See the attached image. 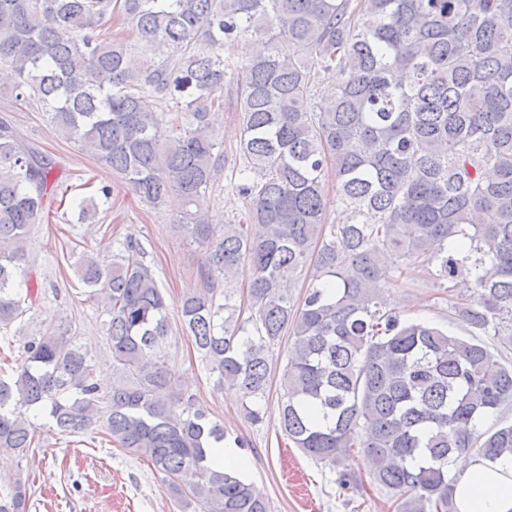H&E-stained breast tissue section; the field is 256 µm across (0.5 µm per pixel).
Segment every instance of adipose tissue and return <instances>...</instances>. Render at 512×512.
I'll list each match as a JSON object with an SVG mask.
<instances>
[{
    "mask_svg": "<svg viewBox=\"0 0 512 512\" xmlns=\"http://www.w3.org/2000/svg\"><path fill=\"white\" fill-rule=\"evenodd\" d=\"M450 469L457 512H512V457L461 454Z\"/></svg>",
    "mask_w": 512,
    "mask_h": 512,
    "instance_id": "ef3b65f1",
    "label": "adipose tissue"
}]
</instances>
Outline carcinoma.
Listing matches in <instances>:
<instances>
[{"mask_svg": "<svg viewBox=\"0 0 512 512\" xmlns=\"http://www.w3.org/2000/svg\"><path fill=\"white\" fill-rule=\"evenodd\" d=\"M114 14L141 52L163 57L140 64L107 37ZM248 36L267 48L240 65L231 46ZM0 63L17 75L15 99L121 185L154 208L175 203V228L204 251L182 330L252 403L251 420L286 334L281 430L339 469L341 487L364 488L346 468L359 448L371 482L398 494L396 512H456L454 455H512V364L479 341L512 344V0H0ZM331 71L338 84L310 108ZM232 74L246 216L219 225L204 213L224 175L209 110ZM330 171L339 224L323 211ZM57 182L52 160L0 118V333L21 335L43 297L27 242ZM111 195L103 184L77 201V222ZM244 262L252 314L239 321L224 283ZM419 266L441 288L472 279L471 297L450 304L468 336L386 309L383 290ZM75 273L108 316L112 385L101 390L72 324L24 337L0 376V451L26 456V413L47 408L66 435L103 423L194 512H269L259 488L215 462L224 426L177 388L141 242L126 237L110 259L86 247ZM32 496L21 475L0 477V512H29Z\"/></svg>", "mask_w": 512, "mask_h": 512, "instance_id": "carcinoma-1", "label": "carcinoma"}]
</instances>
